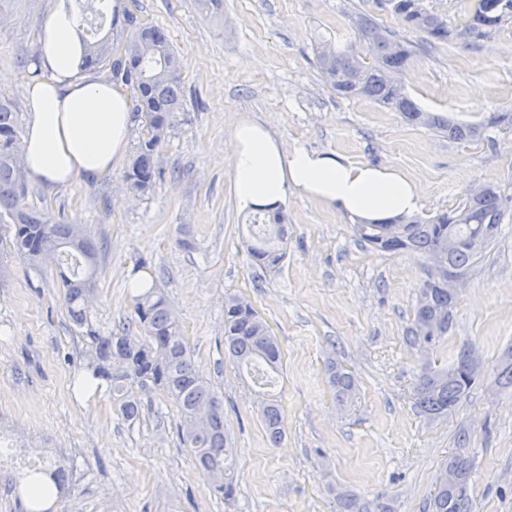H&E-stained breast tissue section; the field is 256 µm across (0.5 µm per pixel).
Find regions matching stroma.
Masks as SVG:
<instances>
[{"mask_svg":"<svg viewBox=\"0 0 512 512\" xmlns=\"http://www.w3.org/2000/svg\"><path fill=\"white\" fill-rule=\"evenodd\" d=\"M140 15L162 27L182 56L186 110L161 153L171 176L136 197L122 169L46 190L31 184L29 207L53 212L104 239L91 321L105 335L132 321L129 281L145 273L173 304L200 374L222 396L224 430L238 467L234 501L216 498L177 435L179 411L155 389L129 422L106 386L79 391L87 374L84 342L69 322L57 270L35 272L0 246V418L55 438L72 468L59 512H337L329 485L378 501L393 512H428L443 463L466 428L474 459L471 512H512V388L496 365L512 345V212L471 268L448 334L424 351L406 329L425 278L413 253H379L358 243L352 216L289 196L286 257L255 285L243 236L249 212L219 163L238 116L249 113L285 145L333 151L353 163L396 167L420 184L422 216L458 206L479 184L512 193V130L493 141L457 143L405 123L368 100L345 99L324 82L318 41L344 48L349 17L363 12L422 44L380 0H223L202 15L194 0H138ZM53 0H0V72L12 82L19 124L37 53L36 31ZM407 90L426 110L463 122L512 109V25L488 43L425 47L408 68ZM189 230L196 246L176 243ZM249 299L277 336L278 389L285 427L272 444L256 410V389L224 357V296ZM475 346L483 372L460 406L430 419L414 406L425 364L452 362ZM335 361L357 380L353 403L338 404L327 382Z\"/></svg>","mask_w":512,"mask_h":512,"instance_id":"35a3bbf8","label":"stroma"}]
</instances>
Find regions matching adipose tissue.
<instances>
[{"label":"adipose tissue","mask_w":512,"mask_h":512,"mask_svg":"<svg viewBox=\"0 0 512 512\" xmlns=\"http://www.w3.org/2000/svg\"><path fill=\"white\" fill-rule=\"evenodd\" d=\"M37 40L38 74L26 83L28 179L54 188L111 172L125 157L133 125L126 88L83 67L71 0H54ZM227 143L232 197L241 210H274L292 194L375 221L410 216L424 206L418 181L400 169L286 147L247 114L231 127Z\"/></svg>","instance_id":"1"}]
</instances>
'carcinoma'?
<instances>
[{
	"label": "carcinoma",
	"mask_w": 512,
	"mask_h": 512,
	"mask_svg": "<svg viewBox=\"0 0 512 512\" xmlns=\"http://www.w3.org/2000/svg\"><path fill=\"white\" fill-rule=\"evenodd\" d=\"M77 17L86 45L83 66L106 68L110 78L131 91L133 112L147 133L138 137L134 158L124 172L126 189L137 195L151 191L166 177L160 153L185 111V87L181 55L167 32L135 12L123 15V27L112 17L107 0H75ZM404 26L424 35L427 45L459 44L470 47L489 40L512 21V0H476L473 11L459 25L428 9L424 0H385ZM108 28L100 34L102 28ZM350 28L355 45L339 50L331 44L317 49L321 73L336 94L367 99L398 113L406 122L436 131L452 141L492 140L489 132L512 128V111L492 112L478 123L457 121L440 112L422 108L411 94L401 91L394 78H404L417 47L370 16L357 13ZM374 51L370 61L359 58L358 48ZM29 193L21 145V130L12 102L0 95V224L9 225L10 244L35 270L51 264L59 269L60 288L69 321L80 330L88 349L90 376L106 382L112 403L127 421L142 414V403L133 388H158L168 392L180 413L178 436L217 497L234 499L237 485L224 434L222 398L199 374L182 325L164 292L142 288L134 296L135 328L105 336L93 327L90 302L97 290L100 243L84 224L56 219L28 208ZM512 210V195L495 185L465 200L452 210L430 218L398 217L388 221L356 220L352 231L368 248L381 253L417 252L426 259L425 279L419 288L414 316L407 330L409 342L421 349L433 347L452 325L457 296L448 294L441 273L453 270L468 275L473 264L495 241L504 215ZM251 239L246 250L260 270L277 267L288 242L287 217L283 210L264 211L249 224ZM471 346L460 350L447 367L425 366L418 376L414 397L417 409L429 417L455 411L482 374V363L472 360ZM224 358L252 374L268 379L280 371L281 351L277 338L251 302L234 293L224 297ZM498 381L512 386V347L497 364ZM328 381L340 402L356 390L353 376L332 363ZM258 412L272 443L283 435L281 406L277 397L259 391ZM472 460L462 454L448 458L430 498L431 512H471ZM48 476L58 493L69 484L65 467L27 470L25 489L31 497L42 476ZM335 492L338 512H387L381 503L361 499L347 491Z\"/></svg>",
	"instance_id": "1"
}]
</instances>
